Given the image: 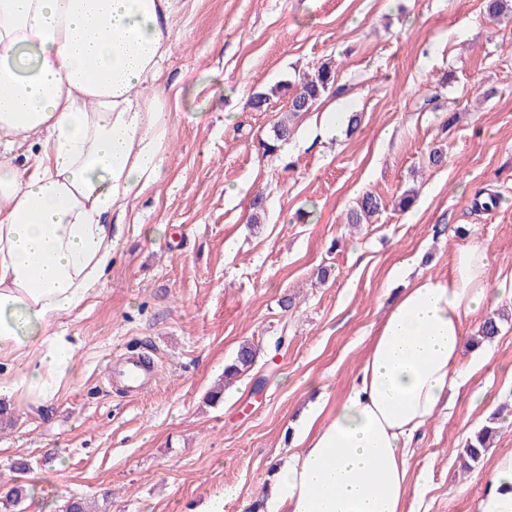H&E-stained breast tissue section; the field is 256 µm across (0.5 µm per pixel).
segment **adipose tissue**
<instances>
[{
	"label": "adipose tissue",
	"mask_w": 512,
	"mask_h": 512,
	"mask_svg": "<svg viewBox=\"0 0 512 512\" xmlns=\"http://www.w3.org/2000/svg\"><path fill=\"white\" fill-rule=\"evenodd\" d=\"M185 3L0 0V364L26 365L0 397L53 401L76 365L55 324L107 275L111 217L159 177L171 121L160 64ZM22 147L20 168L8 154ZM489 267L475 238L447 276L404 288L332 418L308 404L260 512H403L411 441L466 379L467 320L512 297V283L491 288ZM482 512H512V453Z\"/></svg>",
	"instance_id": "adipose-tissue-1"
}]
</instances>
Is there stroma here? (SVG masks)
Returning a JSON list of instances; mask_svg holds the SVG:
<instances>
[{
	"mask_svg": "<svg viewBox=\"0 0 512 512\" xmlns=\"http://www.w3.org/2000/svg\"><path fill=\"white\" fill-rule=\"evenodd\" d=\"M327 59L333 89L263 154L288 108L278 85ZM163 70L165 165L115 225L86 308L58 322L77 339L75 373L53 402L5 401L0 487L27 485L24 512L72 498L91 512H198L227 488L224 512H242L295 447L302 409L320 399L330 414L346 396L399 290L446 276L473 237L491 284L512 279V20L491 21L485 0H190ZM257 93L269 97L259 110ZM331 105L356 131L321 126ZM481 191L495 208L475 206ZM367 192L381 210L348 224ZM247 342L253 369L209 404ZM130 352L155 365L138 398L107 381L108 360ZM459 367L468 381L411 445L405 512H481L512 451V320ZM498 410L493 447L463 473L456 449Z\"/></svg>",
	"mask_w": 512,
	"mask_h": 512,
	"instance_id": "35a3bbf8",
	"label": "stroma"
}]
</instances>
